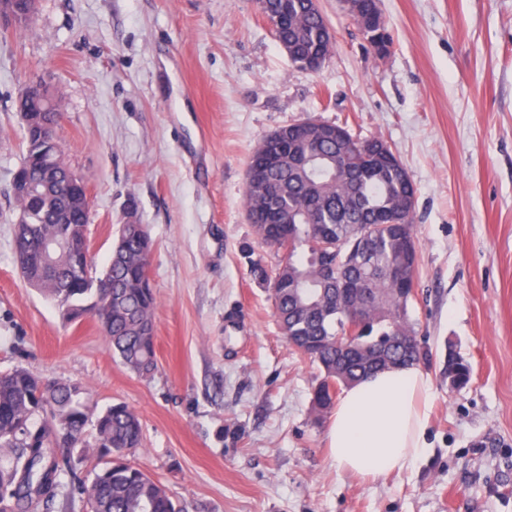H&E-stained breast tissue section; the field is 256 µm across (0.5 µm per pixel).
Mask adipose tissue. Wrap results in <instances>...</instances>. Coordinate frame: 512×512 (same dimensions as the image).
I'll return each instance as SVG.
<instances>
[{
	"label": "adipose tissue",
	"instance_id": "1",
	"mask_svg": "<svg viewBox=\"0 0 512 512\" xmlns=\"http://www.w3.org/2000/svg\"><path fill=\"white\" fill-rule=\"evenodd\" d=\"M430 392L428 375L415 366L380 371L347 387L329 435L337 469L377 478L420 459L427 449Z\"/></svg>",
	"mask_w": 512,
	"mask_h": 512
}]
</instances>
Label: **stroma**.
I'll list each match as a JSON object with an SVG mask.
<instances>
[{
	"mask_svg": "<svg viewBox=\"0 0 512 512\" xmlns=\"http://www.w3.org/2000/svg\"><path fill=\"white\" fill-rule=\"evenodd\" d=\"M336 46L316 71L277 44L255 0H39L0 29V370L80 383L142 419L135 462L184 512H512V0H381L375 57L342 0H320ZM39 81L60 95L63 158L90 190L104 263L135 206L154 247L157 366L141 377L95 319L63 324L21 278L11 190ZM312 117L379 138L416 189L408 317L432 382L428 451L377 479L338 471L322 375L280 333L243 193L253 151ZM472 366L448 385V352ZM366 41L376 42L384 41L385 39L392 44V40L390 34L387 29V22H383L382 25H379L378 20L375 19L372 22H369L362 30H361ZM388 42L377 43L370 46L372 53L376 57H385L391 50V46ZM51 91L38 82L27 83L17 98V111L23 116L24 112H30L31 107L48 104L57 109V102L50 95Z\"/></svg>",
	"mask_w": 512,
	"mask_h": 512,
	"instance_id": "1",
	"label": "stroma"
}]
</instances>
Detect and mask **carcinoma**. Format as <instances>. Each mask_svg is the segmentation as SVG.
<instances>
[{"label": "carcinoma", "mask_w": 512, "mask_h": 512, "mask_svg": "<svg viewBox=\"0 0 512 512\" xmlns=\"http://www.w3.org/2000/svg\"><path fill=\"white\" fill-rule=\"evenodd\" d=\"M311 0H275L285 18L275 40L293 47L292 61L329 58L335 39ZM362 34L367 41L391 40L387 24L374 20ZM56 122L42 107L36 125L23 131L21 179L44 178L38 125ZM288 148L261 167L251 157L244 198L247 218L258 239L282 252L271 299L282 334L323 373L313 407L326 413L336 390L373 373L418 363L397 330L409 328L407 297L415 280L395 282L394 271L417 256L408 205L415 188L402 175L404 164L378 139L359 140L342 126L314 137L303 124L283 129ZM28 204L30 223L20 224L14 251L24 281L41 290L72 322L85 316L100 325L109 350L132 372L147 377L156 368L155 296L149 278L153 240L144 224H122L102 272L88 264L87 202L75 187L64 197L49 196ZM406 214L403 237L379 223L384 213ZM46 240L58 249L46 260ZM369 292L367 322L348 323L347 304L336 299V277ZM351 336L372 358L336 357L338 337ZM454 388L472 379L468 362L455 354L448 363ZM94 431L89 443L87 429ZM137 412L122 402L95 413L79 384L43 379L18 366L0 371V512H54L62 489L78 496L89 512H182L169 489L140 468L131 455L143 446ZM93 448L104 459L92 478L76 471L73 450Z\"/></svg>", "instance_id": "carcinoma-1"}]
</instances>
